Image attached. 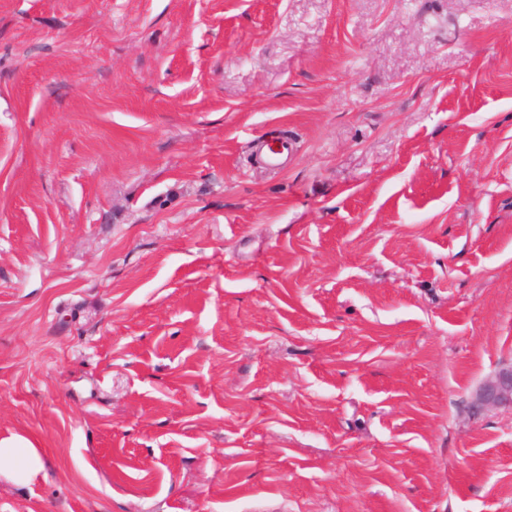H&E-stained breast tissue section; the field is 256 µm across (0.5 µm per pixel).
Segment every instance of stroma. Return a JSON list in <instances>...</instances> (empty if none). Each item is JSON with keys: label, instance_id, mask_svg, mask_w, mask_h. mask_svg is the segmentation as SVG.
<instances>
[{"label": "stroma", "instance_id": "obj_1", "mask_svg": "<svg viewBox=\"0 0 512 512\" xmlns=\"http://www.w3.org/2000/svg\"><path fill=\"white\" fill-rule=\"evenodd\" d=\"M509 365L512 0H0V512H512ZM291 147L287 142H282L274 149L271 146L262 154V163L268 169L282 170L288 164L291 157ZM478 401L487 405L512 404V367L502 368L479 388ZM6 466L17 484H27L45 469V460L38 448L25 437L15 435L0 440V469Z\"/></svg>", "mask_w": 512, "mask_h": 512}]
</instances>
